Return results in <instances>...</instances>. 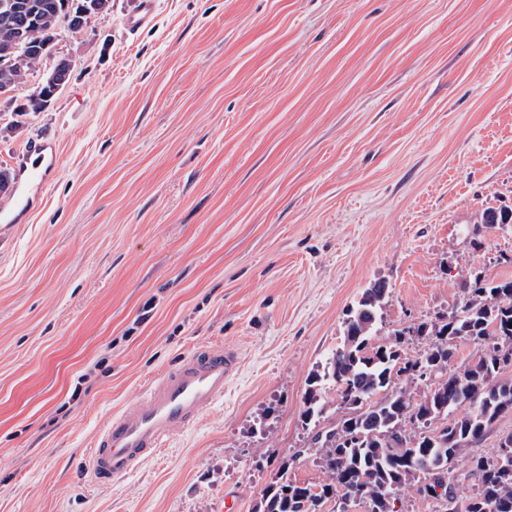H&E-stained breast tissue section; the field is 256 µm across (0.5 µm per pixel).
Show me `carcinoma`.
<instances>
[{
  "label": "carcinoma",
  "mask_w": 512,
  "mask_h": 512,
  "mask_svg": "<svg viewBox=\"0 0 512 512\" xmlns=\"http://www.w3.org/2000/svg\"><path fill=\"white\" fill-rule=\"evenodd\" d=\"M15 13L0 18V41L13 36L14 25L25 24L29 42L53 44L63 12L78 14L93 0H14ZM46 54L27 48L16 53L6 69L0 67V89L22 83L40 68ZM18 112H41L50 105L49 82L40 83ZM464 301L434 322H421L395 331V342L371 344L382 317L388 286L370 284L345 320L343 340L321 369L308 380L301 417L305 427H317L333 387L347 413L317 431L311 446L299 448L293 459L319 456L329 482L299 484L289 477L288 459L278 465L253 512H324V505L347 497L367 512H394V501L413 485L430 497L436 470L450 471L455 460L512 405V378L505 372L512 361L500 350H512V280L496 282L472 273L463 283ZM418 339L424 349L410 356L404 346ZM483 346L466 365L447 372L457 342ZM432 380L428 391L413 400L407 385ZM405 381L400 386L397 381ZM463 412L456 413L458 408ZM479 492L466 499L463 512H512V469L482 457L470 458Z\"/></svg>",
  "instance_id": "cac0c4a2"
}]
</instances>
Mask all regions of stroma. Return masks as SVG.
<instances>
[{
	"instance_id": "stroma-1",
	"label": "stroma",
	"mask_w": 512,
	"mask_h": 512,
	"mask_svg": "<svg viewBox=\"0 0 512 512\" xmlns=\"http://www.w3.org/2000/svg\"><path fill=\"white\" fill-rule=\"evenodd\" d=\"M112 0L61 26L68 83L14 112L0 169L38 137L59 165L0 224V512H252L307 447L309 374L347 309L389 285L373 341L446 315L469 272L512 279V0ZM241 366L216 403L109 484L113 413L193 348ZM512 414L455 463L496 458ZM154 0H140L137 12L125 19V26L131 32L137 31L152 23L155 14Z\"/></svg>"
}]
</instances>
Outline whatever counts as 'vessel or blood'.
<instances>
[{
  "label": "vessel or blood",
  "instance_id": "obj_1",
  "mask_svg": "<svg viewBox=\"0 0 512 512\" xmlns=\"http://www.w3.org/2000/svg\"><path fill=\"white\" fill-rule=\"evenodd\" d=\"M155 0H140L125 20L129 31L152 23ZM57 164L52 143L32 142L18 158L13 193L0 203V222L18 224L29 213L32 190L42 188ZM233 348L200 346L184 355L151 382L136 405L113 415L97 437L90 455L95 480L109 483L133 471L165 439L190 427L224 396V382L239 370Z\"/></svg>",
  "mask_w": 512,
  "mask_h": 512
}]
</instances>
